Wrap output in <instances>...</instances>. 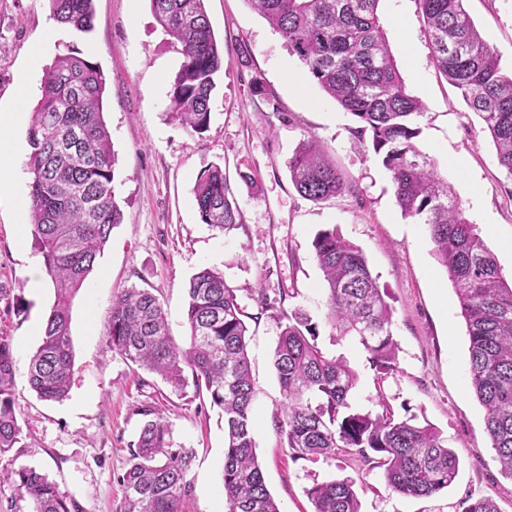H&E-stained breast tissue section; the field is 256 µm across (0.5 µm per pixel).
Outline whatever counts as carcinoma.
<instances>
[{
    "instance_id": "cac0c4a2",
    "label": "carcinoma",
    "mask_w": 512,
    "mask_h": 512,
    "mask_svg": "<svg viewBox=\"0 0 512 512\" xmlns=\"http://www.w3.org/2000/svg\"><path fill=\"white\" fill-rule=\"evenodd\" d=\"M54 19L72 34L92 29L94 0H49ZM157 22L180 46L183 63L170 89L171 109L196 133L209 128L216 76L224 52L209 22L205 0H150ZM285 41L310 78L358 123L359 142L391 173L401 214L427 226L439 265L455 287L468 336V379L486 411L485 432L506 475L512 477V281L464 215L436 161L417 144L426 112L411 95L388 51L377 15L379 0H248ZM432 59L447 81L478 114L512 177V70L484 40L463 0H418ZM105 77L74 53L44 69L42 97L28 131L26 166L31 175L29 216L55 301L33 355L28 382L38 398L60 402L69 395L73 349L70 304L83 288L112 230L122 221L113 192L115 153L102 111ZM297 192L325 202L353 192L317 140L302 142L288 160ZM204 224H237L233 191L224 170L205 171L194 188ZM323 273L326 319L337 342L348 337L370 354V364L389 374L396 364L393 308L362 251L336 230L313 241ZM188 342L168 333L160 299L132 286L115 296L105 326L112 350L159 375L175 389L190 370L197 392L224 413L223 493L226 512H280L265 483L251 425L254 387L248 328L235 289L224 274L204 267L186 284ZM261 310L281 324L274 366L285 398L278 428L297 459L314 461L344 450L366 467L383 469L393 493L428 498L448 488L459 469L457 453L439 431L416 417L394 416L385 398L378 410L352 402L359 375L341 355L318 346L315 324L259 298ZM13 360L0 336V482L32 512H70L55 484L34 468L12 467L20 443L15 413ZM143 425L130 465L120 478L117 512H180L194 455L172 448L163 416L143 410ZM313 512H360L354 482L339 478L307 489ZM463 512H498L489 498L467 499Z\"/></svg>"
}]
</instances>
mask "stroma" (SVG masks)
Returning <instances> with one entry per match:
<instances>
[{
  "mask_svg": "<svg viewBox=\"0 0 512 512\" xmlns=\"http://www.w3.org/2000/svg\"><path fill=\"white\" fill-rule=\"evenodd\" d=\"M483 38L512 67V0H465ZM92 30L79 38L57 30L48 0H0V113L31 112L41 96L43 68L75 51L106 79L104 116L117 155L114 189L123 220L112 231L84 288L71 305L73 381L60 402L40 400L27 372L54 303L51 281L29 287V266L41 265L31 226H19L16 202L28 201V123L10 130L16 153L0 174V336L13 357L15 411L22 440L14 467H32L54 482L71 512H116L120 477L128 466L144 410L168 422L171 445L195 453L182 512L224 506V419L193 384L176 389L137 368L106 342L114 297L136 286L164 303L169 331L186 344L185 284L201 267L223 272L247 315L255 385L251 413L256 454L282 512H312L313 483L348 477L361 512H460L465 498L488 497L512 512L506 476L485 433V410L469 387L468 339L452 283L433 253L428 229L402 216L390 173L370 145L352 134L353 117L310 80L304 65L247 0H206L224 49V73L211 96L207 131L186 130L170 107L171 81L182 57L157 24L149 0H94ZM386 41L408 91L424 104L421 148L438 165L466 217L512 273V176L499 167L481 119L431 63L417 0H380ZM325 144L358 188L315 203L299 195L288 160L307 138ZM228 177L239 222L228 230L203 224L194 204L199 177L212 167ZM250 182H243V175ZM337 230L359 247L393 307L396 368L383 375L358 342H334L325 319L326 294L312 249L318 231ZM301 311L328 353L358 372L354 399L366 405L382 393L395 417L429 421L460 459L455 482L430 498L390 492L381 469L356 458L295 459L276 426L284 414L274 350L279 327L259 297Z\"/></svg>",
  "mask_w": 512,
  "mask_h": 512,
  "instance_id": "1",
  "label": "stroma"
}]
</instances>
